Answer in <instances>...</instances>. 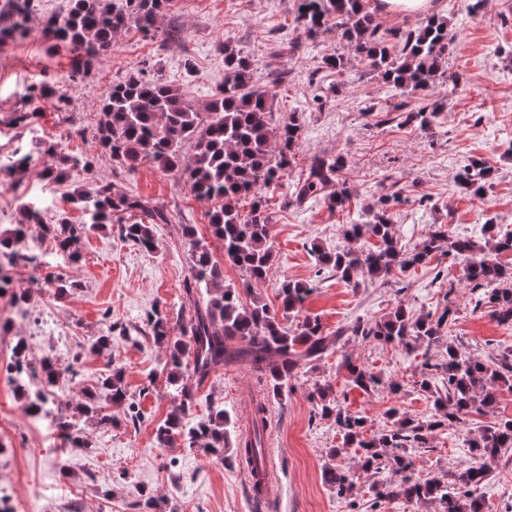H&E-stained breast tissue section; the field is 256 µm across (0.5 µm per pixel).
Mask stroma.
I'll return each mask as SVG.
<instances>
[{"mask_svg":"<svg viewBox=\"0 0 512 512\" xmlns=\"http://www.w3.org/2000/svg\"><path fill=\"white\" fill-rule=\"evenodd\" d=\"M432 16L447 19L456 43L445 65L461 85L449 91L437 84L444 107L431 126L402 125L396 107L415 105V98L386 84L370 72L353 49L328 31L307 36L295 21L296 0H173L167 28L177 21L183 41L166 45L159 34L136 28L117 32L111 50L91 68L72 74L73 54L65 47L48 49L40 24L65 13L69 0H33L24 36L0 44V232L12 229L22 205L32 203L47 214L48 223L85 217L70 202L73 190H94L114 182L151 203L171 211L170 223L157 225L156 248L145 251L121 236L117 223L82 236L78 259L61 270L73 290L59 296L53 289H25L15 266L0 270L12 282L0 294V370L16 360L14 346L25 340L51 356L60 366H73L75 383L52 386V393L72 388L98 391L107 364L124 371L127 401L107 404L109 425L77 416L87 438L85 448H67L48 462L43 448L52 436L25 412L34 393L24 382L0 383V500L11 512H60L48 486L59 482L71 491L80 512H135L141 491L154 496L156 512H439L438 503L401 496L373 502L370 476L360 468L356 449L345 447L333 421L314 415L310 393L328 384L341 405L368 416L383 427L385 413L398 407L422 419L434 408L433 397L419 389L421 361L392 345L368 343L344 336L341 349L303 368L287 395L272 401L267 429V455L279 478L276 504L258 503L246 471L231 461L185 447L182 439L159 446L155 429L174 410L175 389L166 379L167 351L146 329L148 314L163 309L172 334H179L181 286L189 270L184 227L209 237L210 202L196 199L183 179L148 163L129 173L101 152L93 134L102 120L101 103L113 83L144 72L185 91L197 109H205L224 81L220 46L231 39L247 57L259 84L275 97L276 122L298 113L302 134L296 162L277 187L262 191L270 215V239L275 258L254 293L278 305L282 279L315 284L303 312L319 318L325 331L350 326L359 319H378L405 305L416 314H438L453 305L456 320L447 340L474 358L484 360L512 350V329L500 326L487 308L475 305V295L463 277L464 263L437 254L405 276L361 280L346 285L334 272L318 271L312 246L328 251L347 247L343 229L361 223L364 208L381 195L397 193L391 202L393 231L406 248L420 245L435 225L456 237L480 236L493 222L512 226V0H484L480 10L468 0H433ZM335 52L346 65L335 73L322 66V57ZM55 86V98L42 101L31 126L14 125L15 112L28 106L31 84ZM48 142L77 158H94L92 168H68L65 178L49 185L40 179L51 160L43 153ZM30 155L33 164L21 173L12 167L15 153ZM343 155L338 180L351 199L345 210L329 211L324 202L298 205L294 189L318 155ZM471 158L484 159L495 172L491 189L477 197L456 180ZM26 290V305L39 315L24 323L13 318V291ZM112 342L100 352L90 346L98 336ZM379 374L377 390L353 388L342 354ZM400 391H393V383ZM248 364L215 373L195 392L187 424L205 420L211 407L221 406L235 426H242L251 396L259 389ZM141 419L127 420L128 405ZM512 418V388H501L492 409L468 416L463 427L438 430L430 449L415 450L420 478L450 482L458 464L474 463L469 434L504 418ZM341 466L355 476L351 496L337 497L325 472ZM490 472L482 495L490 512H502L512 501V457L487 461Z\"/></svg>","mask_w":512,"mask_h":512,"instance_id":"35a3bbf8","label":"stroma"}]
</instances>
